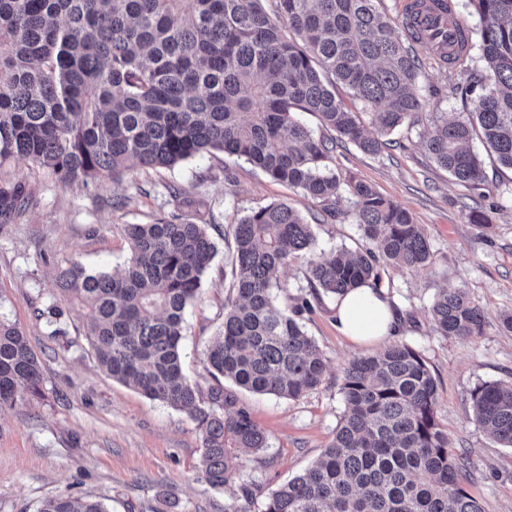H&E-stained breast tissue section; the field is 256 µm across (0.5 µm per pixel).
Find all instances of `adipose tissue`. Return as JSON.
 I'll return each mask as SVG.
<instances>
[{
	"label": "adipose tissue",
	"mask_w": 512,
	"mask_h": 512,
	"mask_svg": "<svg viewBox=\"0 0 512 512\" xmlns=\"http://www.w3.org/2000/svg\"><path fill=\"white\" fill-rule=\"evenodd\" d=\"M334 317L337 331L355 345L395 335L402 326L396 302L381 286H362L337 299Z\"/></svg>",
	"instance_id": "1"
}]
</instances>
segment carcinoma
Returning <instances> with one entry per match:
<instances>
[{"mask_svg": "<svg viewBox=\"0 0 512 512\" xmlns=\"http://www.w3.org/2000/svg\"><path fill=\"white\" fill-rule=\"evenodd\" d=\"M0 0V166L28 159L63 186L119 180L137 165L172 168L220 152L243 158L336 217L345 193L371 247L317 253L312 225L285 202L233 227L235 295L204 360L215 379L258 394L297 399L323 381L326 361L303 320L323 297L375 285L378 266L417 270L433 252L421 225L397 202L329 168L339 142L379 154L384 137L426 115L421 70L407 22L385 18L380 0ZM480 41L460 24L462 57L480 50L488 77L449 82L466 111L432 113L421 134L430 157L471 192L472 224L487 176L479 140L512 170V0H468ZM404 34H396V28ZM341 83L352 106L336 96ZM315 115L316 133L297 117ZM34 205L21 179L0 178V231ZM121 269H60L57 291L84 318L98 368L147 399L187 414L203 441L201 470L222 488L266 447V435L234 396L213 388L204 405L182 369L185 311L217 253L204 225L170 214L126 224ZM306 260L310 293L276 303L280 271ZM434 332L468 340L485 311L464 288H443L429 310ZM41 362L24 334L0 321V411L42 395ZM345 411L321 458L272 491L224 512H482L467 490L466 454L437 420V383L422 354L400 342L343 371ZM478 424L512 447V383L476 387ZM38 512H107L71 494Z\"/></svg>", "mask_w": 512, "mask_h": 512, "instance_id": "carcinoma-1", "label": "carcinoma"}]
</instances>
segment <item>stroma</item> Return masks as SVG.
I'll use <instances>...</instances> for the list:
<instances>
[{
	"mask_svg": "<svg viewBox=\"0 0 512 512\" xmlns=\"http://www.w3.org/2000/svg\"><path fill=\"white\" fill-rule=\"evenodd\" d=\"M416 50L422 63L418 91L432 112L456 115L443 70L429 46ZM380 156L353 144L337 147L331 165L350 171L409 211L428 236L434 260L419 270L382 268L380 281L397 302L404 325L399 336L422 353L437 381V417L455 450L467 453L474 481L469 492L483 512H512V448L498 443L474 418L471 393L486 382H512V332L499 317L512 311V195L497 197L491 225L470 224L461 209L463 189L425 153L417 133L398 132ZM0 175L22 178L37 204L0 234V315L25 334L38 355L45 396L0 412V512H36L51 496L69 493L102 501L108 512H224L250 489L256 501L303 472L332 442L344 412L343 369L372 356L384 342L359 346L333 323L334 298H324L305 322L326 360L322 384L296 400L261 395L224 383L267 436L228 485L211 487L198 469L202 438L186 415L159 405L100 371L70 300L54 284L59 267L77 262L109 271L128 255L123 227L147 224L176 212L207 225L218 253L203 278L199 298L186 309L184 371L202 393L216 382L203 352L224 320L234 253L224 241L231 224L253 209L285 202L305 219L318 204L274 181L250 163L224 154L172 168L137 166L121 181L61 186L28 160L0 166ZM336 219L314 223L319 249L365 247L340 196ZM462 286L485 309L482 335L466 341L437 336L428 309L437 289ZM56 305L67 333L51 336L39 310Z\"/></svg>",
	"mask_w": 512,
	"mask_h": 512,
	"instance_id": "stroma-1",
	"label": "stroma"
}]
</instances>
